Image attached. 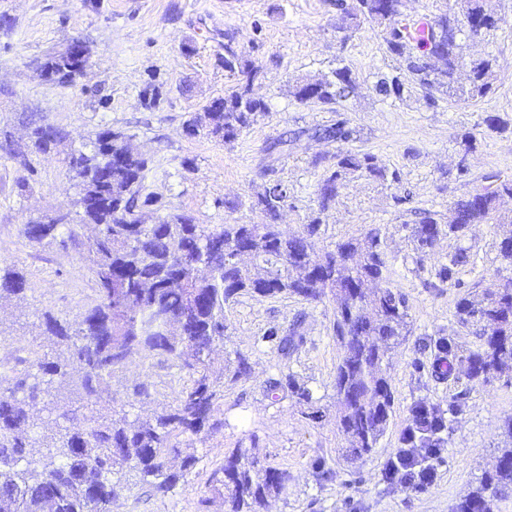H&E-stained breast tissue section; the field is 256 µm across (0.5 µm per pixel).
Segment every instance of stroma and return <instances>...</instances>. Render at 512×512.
Instances as JSON below:
<instances>
[{"label":"stroma","instance_id":"35a3bbf8","mask_svg":"<svg viewBox=\"0 0 512 512\" xmlns=\"http://www.w3.org/2000/svg\"><path fill=\"white\" fill-rule=\"evenodd\" d=\"M491 3L505 22L493 34L466 41L465 58H495L493 94L468 102L441 95L429 106L416 89L399 100L377 94L379 76L397 73L399 63L387 53L379 28L366 24L339 31L332 0H0V12L13 20L9 32L0 31V119L46 115L75 146L106 126L131 135L133 148L152 160L151 191L198 223H263L254 202L275 177L293 190L282 224L302 230L318 208L316 192L326 168L343 149L371 153L401 174L400 184L391 188L351 178L317 240L318 248L331 249L381 227L389 280L408 298V333L387 371L393 408L371 456L348 458L336 419L341 348L333 332L335 301L245 294L226 305L224 342L212 355L218 368L235 351L251 363L249 377L224 385L223 427L193 443L190 452L198 462L166 497L147 496L136 473L120 472L125 490L112 512H200L204 498L211 501L207 512H224L223 501L212 495L211 476L235 448L251 449L288 474L286 488L266 512H450L491 470L504 446L503 425L512 419V363L488 385L442 382L432 375L426 342L440 334L455 337L466 349L479 345V338L458 324L456 303L496 278L501 232L494 224H476L465 238L442 237L425 256L408 229L423 209L448 216L456 200L482 188L486 174L512 178V0ZM227 29L238 44L260 45L251 57L261 71L254 91L268 112L230 142L188 136L187 120L232 84L220 62ZM76 38L90 49L84 75L72 86L43 80L39 64L46 54ZM273 55L278 65H270ZM339 64L356 78L354 92L342 103L355 138L343 145L310 136L311 128L334 123L336 115L299 103L292 94L298 82ZM149 81L165 94L155 111L139 99ZM490 115L498 117L500 128L488 127ZM468 134L474 141L467 152L462 139ZM276 139L283 147L267 154ZM269 165L275 168L270 177L264 174ZM22 182L27 191H19ZM74 196L62 155L36 160L31 169L20 159L0 156V266L17 268L26 283L21 297L0 304V385L37 377L34 360L52 347L41 334L45 312L71 319L94 299L81 244L32 245L21 235L24 224L70 208ZM461 246L470 262L460 268L458 286L439 282L435 267ZM272 326L302 336L289 357L262 344ZM176 372L137 357L111 380L110 390L125 400L132 421L169 402L168 383ZM288 375L312 390L323 418H306L294 398L269 397V381ZM142 383L148 397H132L134 385ZM457 395L466 410L442 452L434 485L417 491L385 482L384 469L414 402L444 406ZM318 459L325 474L314 467Z\"/></svg>","mask_w":512,"mask_h":512}]
</instances>
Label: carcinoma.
Wrapping results in <instances>:
<instances>
[{
  "mask_svg": "<svg viewBox=\"0 0 512 512\" xmlns=\"http://www.w3.org/2000/svg\"><path fill=\"white\" fill-rule=\"evenodd\" d=\"M395 0H335L344 25L357 30L364 24L383 32L386 51L400 61V72L382 76L376 90L385 97L401 99L405 89L423 93L429 106L435 94L463 101L486 97L492 90L495 60H473L469 85H456V72L464 57L463 40L473 21L487 32L504 20L490 0H464L460 14L444 12L425 23L426 29L402 17L392 21ZM249 51L236 42L235 33L224 31V71L237 83L221 97L204 106V115L187 124L193 137L206 134L231 142L266 115L267 105L253 93L252 81L259 72ZM88 57L69 50L53 51L40 64L44 79L72 86L87 68ZM351 71L339 67L317 79L295 85L294 98L307 102L309 90L316 105L337 113L336 122L313 128L312 135L336 142L352 140L354 131L337 106L353 91ZM143 104L157 109L163 101L161 87L148 83L140 91ZM29 130L26 150L46 155L67 138L66 131L46 116L22 118ZM0 152L21 153L11 126L0 125ZM66 177L76 189L72 208L45 220L24 225L22 234L31 244L66 242L85 225L97 229L83 254L93 274L97 297L72 320L44 315L43 335L61 347L57 356L40 357L37 365L46 379L42 392L48 398L46 434L42 445L60 449L58 459L41 463L30 453L28 433L34 426L29 403L17 396L15 387L0 391V512H112V502L123 486L112 481L116 471L129 469L140 477L146 492L166 497L180 480L169 467V458L183 456L182 468H192L197 457L182 455L179 437L199 436L224 426L218 418L224 406V372L236 381L248 375V359L240 354L227 359L225 369L214 371L210 352L224 340V305L240 295H291L320 302L332 294L337 314L333 332L342 357L336 371L337 419L347 437L351 454L362 458L372 453L389 423L394 396L386 372L391 345L408 331V304L404 293L387 280L384 237L379 227L369 229L362 240H346L335 248L316 246L325 214L336 203L347 179L357 175L397 185L400 172L389 170L365 152L346 151L325 171L318 184L319 215L301 232L277 223L288 207L291 189L272 179L255 207L265 217L262 224H199L185 212L169 211L155 224H144V207L166 209L162 197L148 191L149 160L128 146V136L110 127L100 129L94 141L74 148L65 157ZM493 183L454 204L455 217L441 224L429 210L420 212L413 225L434 236L461 237L472 224H512V216L500 211L501 198L512 197V179L489 175ZM464 248L448 255L434 276L445 283L468 264ZM23 277L14 271L0 273V300L23 291ZM459 323L475 328L481 345L465 349L452 336L429 338L434 352L433 373L439 380L475 382L501 372L512 359V278L477 293L462 296L456 307ZM264 342L286 358L298 345L278 327L268 329ZM134 355L171 363L185 373L171 386L172 401L152 417L127 421L112 407V396L102 387ZM68 386L80 405L60 409L59 385ZM308 418L321 417L313 392L288 381ZM95 413L84 423L63 426L81 410ZM465 409L455 396L448 407L421 400L410 410L400 446L389 459L386 479L424 490L437 477V463L448 447L454 424ZM214 491L226 512H261L269 499L286 488L288 473L249 454L233 449L224 466L213 473ZM512 487V447L501 450L494 469L481 487L457 503L453 512H494L495 497Z\"/></svg>",
  "mask_w": 512,
  "mask_h": 512,
  "instance_id": "cac0c4a2",
  "label": "carcinoma"
}]
</instances>
